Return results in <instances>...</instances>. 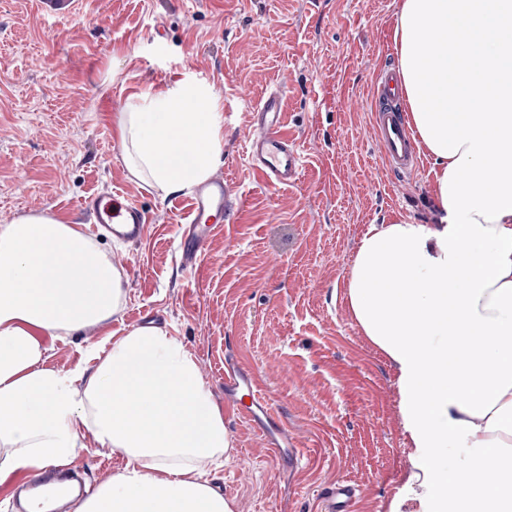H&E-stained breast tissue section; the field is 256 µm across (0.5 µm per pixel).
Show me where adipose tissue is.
<instances>
[{
    "instance_id": "adipose-tissue-1",
    "label": "adipose tissue",
    "mask_w": 512,
    "mask_h": 512,
    "mask_svg": "<svg viewBox=\"0 0 512 512\" xmlns=\"http://www.w3.org/2000/svg\"><path fill=\"white\" fill-rule=\"evenodd\" d=\"M393 47L435 221L369 225L346 297L397 368L416 512H512V0H401ZM221 110L203 81L129 96L116 126L129 175L166 194L205 183ZM124 298L80 225L46 211L0 224V480L68 466L90 435L125 465L75 512H235L201 480L233 451L224 416L166 328L92 350L89 374L46 367L42 336L107 320Z\"/></svg>"
}]
</instances>
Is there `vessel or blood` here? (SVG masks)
Here are the masks:
<instances>
[{"mask_svg": "<svg viewBox=\"0 0 512 512\" xmlns=\"http://www.w3.org/2000/svg\"><path fill=\"white\" fill-rule=\"evenodd\" d=\"M400 80L392 66L378 70L372 83V125L385 160L393 173L415 175L420 168L411 134L400 107ZM283 90L272 89L255 105L249 121L247 163L252 174L283 186L294 183L301 169L297 144L288 135L283 121ZM240 187L225 176H217L202 185L193 195L188 211V226L180 241V260L189 267H198L207 254V245L218 234V225L211 219L218 213L233 214L240 203ZM97 224L111 230L117 237L139 242L148 232L146 211L135 201L120 193L96 194L84 201ZM224 397L235 406L262 435L269 438L289 465L301 468L303 452L288 438V430L258 389L252 372L234 358L224 360ZM25 496L14 499L16 512H44L48 493L66 491L77 499L86 491V481L79 472L46 469L24 485ZM356 489L348 481L331 482L322 491L324 512H352Z\"/></svg>", "mask_w": 512, "mask_h": 512, "instance_id": "vessel-or-blood-1", "label": "vessel or blood"}]
</instances>
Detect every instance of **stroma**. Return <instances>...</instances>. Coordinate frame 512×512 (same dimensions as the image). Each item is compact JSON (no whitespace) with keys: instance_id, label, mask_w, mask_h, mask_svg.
<instances>
[{"instance_id":"35a3bbf8","label":"stroma","mask_w":512,"mask_h":512,"mask_svg":"<svg viewBox=\"0 0 512 512\" xmlns=\"http://www.w3.org/2000/svg\"><path fill=\"white\" fill-rule=\"evenodd\" d=\"M399 0H0V223L48 211L90 225L88 196L117 191L149 214L147 238L105 233L123 275L122 310L72 336L44 337L48 367L92 369L90 350L134 327L169 329L195 358L234 443L202 475L236 512H321L318 490L345 479L357 512H389L410 472L395 365L363 335L345 280L367 225L432 223L430 164L386 165L370 118L373 76L397 64ZM223 99L219 173L241 187V220L196 271L179 262L189 194L132 179L115 103L183 78ZM284 90L302 167L288 186L254 178L249 114ZM254 374L305 466L280 460L224 406V358ZM73 461L98 486L124 460L86 437Z\"/></svg>"}]
</instances>
